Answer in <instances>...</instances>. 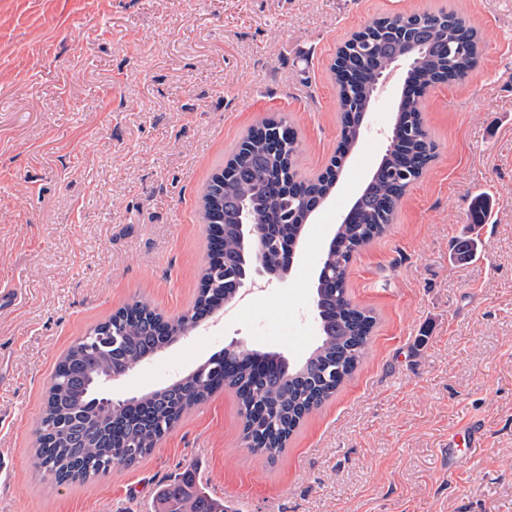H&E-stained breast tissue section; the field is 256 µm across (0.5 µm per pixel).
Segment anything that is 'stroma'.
<instances>
[{"instance_id":"35a3bbf8","label":"stroma","mask_w":512,"mask_h":512,"mask_svg":"<svg viewBox=\"0 0 512 512\" xmlns=\"http://www.w3.org/2000/svg\"><path fill=\"white\" fill-rule=\"evenodd\" d=\"M451 9L486 43L480 64L420 102L435 157L388 233L348 275L378 322L354 375L276 458L243 441L215 393L153 452L83 484L40 480L33 445L55 368L120 306L165 317L192 304L206 258L199 197L247 129L298 133L324 170L340 128L329 67L374 19ZM405 77L386 78L300 256L229 316L112 384L126 397L187 375L231 340L303 360L319 342L317 268L383 156ZM490 223L471 227L477 195ZM478 249L455 255L461 236ZM0 512H157L195 471L233 512H512V0H0ZM477 423L482 443L448 448Z\"/></svg>"}]
</instances>
